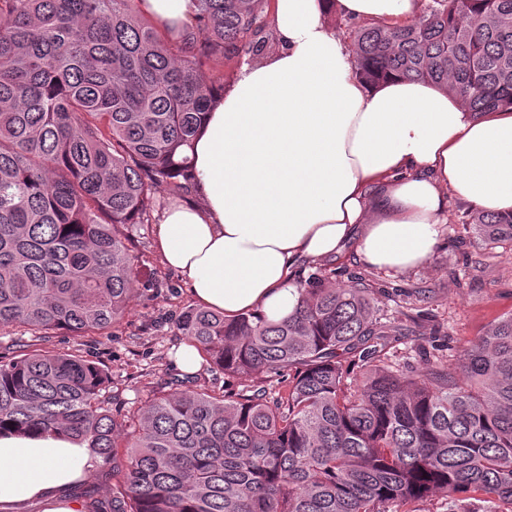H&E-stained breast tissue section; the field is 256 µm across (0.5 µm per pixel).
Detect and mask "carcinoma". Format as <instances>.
Here are the masks:
<instances>
[{
  "label": "carcinoma",
  "mask_w": 512,
  "mask_h": 512,
  "mask_svg": "<svg viewBox=\"0 0 512 512\" xmlns=\"http://www.w3.org/2000/svg\"><path fill=\"white\" fill-rule=\"evenodd\" d=\"M136 2L0 0V327L91 338L120 322L137 282L120 227L152 221L163 183L191 195L186 148L224 89L216 65L267 50L268 0H194L174 38ZM423 2L413 24L356 32L359 74L428 80L476 114L512 108V0ZM471 224L512 246V215ZM299 292L279 322L179 315L201 357L248 379L236 393L159 392L120 423L103 368L28 348L0 360V431L65 432L112 463V512L512 506V313L461 359L404 373L385 361L404 328L362 279Z\"/></svg>",
  "instance_id": "carcinoma-1"
}]
</instances>
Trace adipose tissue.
Wrapping results in <instances>:
<instances>
[{
  "label": "adipose tissue",
  "instance_id": "obj_1",
  "mask_svg": "<svg viewBox=\"0 0 512 512\" xmlns=\"http://www.w3.org/2000/svg\"><path fill=\"white\" fill-rule=\"evenodd\" d=\"M420 0H273L277 48L245 65L202 120L194 187L157 230L165 265L202 306L272 322L299 301L292 273L354 251L404 273L442 242L449 199L512 213V109L477 115L430 82L371 84L326 20L329 13L408 25ZM172 28L193 0H138ZM88 450L61 432L0 434V512H82L69 491Z\"/></svg>",
  "mask_w": 512,
  "mask_h": 512
}]
</instances>
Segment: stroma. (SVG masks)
I'll return each mask as SVG.
<instances>
[{
	"instance_id": "obj_1",
	"label": "stroma",
	"mask_w": 512,
	"mask_h": 512,
	"mask_svg": "<svg viewBox=\"0 0 512 512\" xmlns=\"http://www.w3.org/2000/svg\"><path fill=\"white\" fill-rule=\"evenodd\" d=\"M469 215L468 207L449 199L442 245L412 271L394 275L370 269L350 254L324 264L301 262L297 277L316 276L340 287L360 277L379 289L384 321L411 318L417 323L413 335L398 337L389 345L388 364L402 371L421 370L427 367L431 351L444 356L449 350H461L488 324L512 313V250L486 246L469 224ZM155 230L152 223L121 229L137 258L138 283L112 335L90 340L54 331L48 341L49 347L76 351L107 371L102 399L119 420L153 394L177 385L210 391L239 384L238 378L205 363L193 375L174 367V355L186 342L176 320L195 300L183 278L163 264ZM111 488V466L97 461L73 495L83 502L85 512H112Z\"/></svg>"
}]
</instances>
